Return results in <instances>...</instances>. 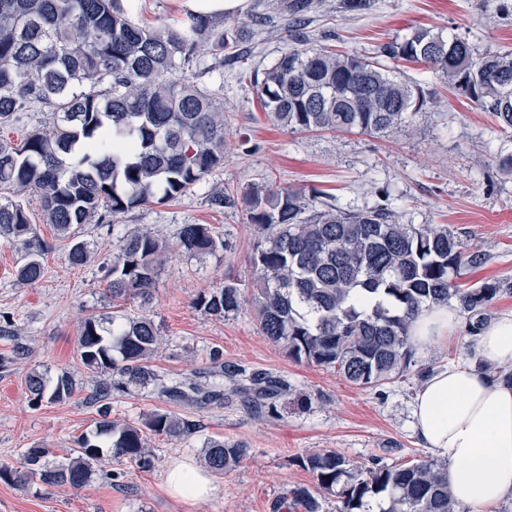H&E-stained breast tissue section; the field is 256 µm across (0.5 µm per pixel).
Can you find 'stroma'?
<instances>
[{
	"label": "stroma",
	"instance_id": "35a3bbf8",
	"mask_svg": "<svg viewBox=\"0 0 512 512\" xmlns=\"http://www.w3.org/2000/svg\"><path fill=\"white\" fill-rule=\"evenodd\" d=\"M258 2L247 0L234 15L246 24L239 40L245 61L225 66L223 87H213L206 75L197 79L212 87L224 107L223 169L176 200L78 225L71 240L44 223L34 194L24 195L35 233L52 245L43 259L44 276L32 285L17 280L22 251L0 240V326L14 329L13 335H0V463L20 466L25 450L35 446L50 449L51 462L65 461L78 438L94 429L104 405L111 419L128 422L167 410L195 421L197 433L181 440L149 436L153 464L146 470L104 456L80 488L0 480V512H292L288 490L313 483L299 464L308 452L331 449L359 465L377 459L391 467L426 455L412 404L423 376L451 363H469L464 324H457L446 344L415 353L402 376L364 388L335 368L290 360L262 335L250 306L216 318L195 300L227 280L250 286V256L259 233L248 220L247 194L267 182L308 195L320 191L327 202L354 210L372 206L381 191H389L400 223L443 224L485 251L486 263L466 270L464 283L512 282V174L499 169L500 158L512 153V141L501 139L489 113L456 95L426 65L401 61L396 66L401 78L433 93L429 114L386 135L291 131L269 118L249 78L292 47L374 57L382 44L418 27L457 36L479 54L509 51L512 0H366L356 11L342 9L340 0H322L302 39L281 25L257 33L249 20ZM123 3L136 22L151 26L175 28L184 16L178 0ZM212 185L223 186L232 205L211 208L206 191ZM185 224L210 225L223 239V250L202 257L172 252L149 300L113 299L105 275L120 237L158 230L173 241ZM76 240L90 251L80 266L68 261ZM112 315L154 320L164 338L154 360L159 373L191 378L220 364H238L283 376L310 401L287 394L275 411L255 413L235 398L204 406L174 404L152 389L132 387L113 390L106 403L93 402L92 392L110 386L112 373L83 366L77 336L87 318ZM35 369L69 375L73 395L32 406L25 378ZM209 439L245 444L249 455L234 470L215 474L217 490L209 499L171 496L164 485L167 471L178 460L200 461ZM110 471L124 472L123 485H112Z\"/></svg>",
	"mask_w": 512,
	"mask_h": 512
}]
</instances>
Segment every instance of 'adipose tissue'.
Here are the masks:
<instances>
[{
    "instance_id": "obj_1",
    "label": "adipose tissue",
    "mask_w": 512,
    "mask_h": 512,
    "mask_svg": "<svg viewBox=\"0 0 512 512\" xmlns=\"http://www.w3.org/2000/svg\"><path fill=\"white\" fill-rule=\"evenodd\" d=\"M457 321L449 307L424 312L411 330L413 346L431 352ZM412 413L421 444L446 461L448 489L466 512H489L512 498V311L483 327L468 365H447L425 378ZM165 482L185 501L215 491L208 472L187 460L174 464Z\"/></svg>"
}]
</instances>
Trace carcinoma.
I'll return each mask as SVG.
<instances>
[{
    "label": "carcinoma",
    "instance_id": "1",
    "mask_svg": "<svg viewBox=\"0 0 512 512\" xmlns=\"http://www.w3.org/2000/svg\"><path fill=\"white\" fill-rule=\"evenodd\" d=\"M314 0H279L280 23L307 19ZM239 40V28L224 19L188 12L177 29L135 22L120 0H0V126L43 105L52 115L19 143L0 139V238L22 248L20 283L43 277L50 244L32 229L20 197L39 198L44 223L69 238L75 225L104 213H128L158 199L174 200L224 167V110L197 84L208 74L224 85V50ZM382 56L426 64L457 94L491 113L512 135V53H474L468 42L444 38L429 28L386 43ZM259 99L282 127L297 130L388 134L431 109V94L376 60L325 49L290 48L263 72L253 71ZM317 192L270 184L252 188L250 223L261 234L250 262L253 288L226 280L198 295L195 305L223 318L248 303L262 334L289 359L331 366L349 382L374 387L412 364L410 332L434 305L456 302L474 336L506 288L493 279L464 288L465 269L486 254L447 227L402 224L389 193L365 210L323 203ZM224 240L208 224H184L170 244L161 233L120 240L108 270L112 297L147 298L167 255L210 254ZM78 355L89 370H112V387H153L169 400L189 393L216 399L221 391L165 382L152 365L162 345L146 316L118 322L84 321ZM222 374L240 382L254 403L290 392L288 380L243 367ZM31 401L61 402L72 396L71 378L52 381L33 370L25 380ZM176 440L196 424L156 410L134 425L107 414L77 440L72 457L52 465L47 448H29L21 467L0 465V479L27 485L83 486L104 452L148 468L147 433ZM249 449L210 439L205 467L217 473L238 467ZM301 464L313 486L290 491L300 512H321V499H339L338 512H461L448 494L447 467L423 457L399 467L353 465L343 454L321 450Z\"/></svg>",
    "mask_w": 512,
    "mask_h": 512
}]
</instances>
